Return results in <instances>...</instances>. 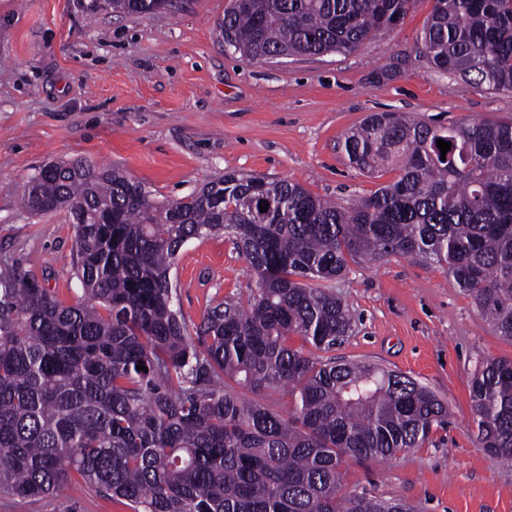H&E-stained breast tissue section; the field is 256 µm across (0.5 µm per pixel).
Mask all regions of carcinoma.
<instances>
[{"label":"carcinoma","mask_w":512,"mask_h":512,"mask_svg":"<svg viewBox=\"0 0 512 512\" xmlns=\"http://www.w3.org/2000/svg\"><path fill=\"white\" fill-rule=\"evenodd\" d=\"M119 14L167 0H108ZM411 0H233L219 28L250 61L355 50ZM424 55L440 72L512 96V0H434ZM451 143L441 155L437 140ZM350 162L396 179L347 207L296 181L226 171L158 201L116 168L50 164L24 186L29 213L75 223L65 305L0 264V493L36 498L76 473L132 512H410L342 483L345 458H389L448 424L414 378L327 352L353 332L333 283L391 256L442 265L512 341V124H431L375 113L345 136ZM268 204L262 212L259 204ZM224 234L255 281L189 328L170 270L191 239ZM142 365L148 371L137 369ZM288 390L284 414L266 402ZM482 447L512 463V360L470 384Z\"/></svg>","instance_id":"1"}]
</instances>
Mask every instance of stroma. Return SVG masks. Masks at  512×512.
Segmentation results:
<instances>
[{"instance_id": "1", "label": "stroma", "mask_w": 512, "mask_h": 512, "mask_svg": "<svg viewBox=\"0 0 512 512\" xmlns=\"http://www.w3.org/2000/svg\"><path fill=\"white\" fill-rule=\"evenodd\" d=\"M231 0H170L123 15L107 0H0V262L58 300L82 295L66 212L19 207L45 165L116 166L157 200L182 199L228 170L296 181L345 206L395 172L373 176L338 148L374 112L436 124L512 122V98L433 68L422 33L433 0H413L394 29L347 53L250 62L225 48ZM188 325L254 283L231 239H193L170 271ZM335 291L354 331L330 350L408 375L447 403L446 426L387 461L346 459V488L407 502L414 512H512V466L481 448L470 381L479 361L512 359L468 298L432 261L391 257L351 266ZM0 512H130L87 486L43 497L0 495Z\"/></svg>"}]
</instances>
